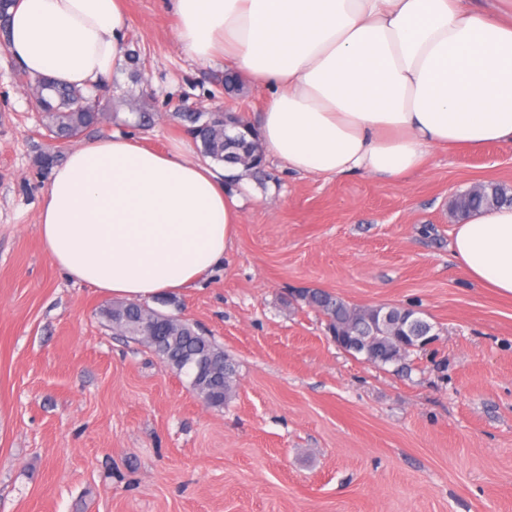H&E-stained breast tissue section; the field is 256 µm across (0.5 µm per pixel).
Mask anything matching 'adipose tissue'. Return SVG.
<instances>
[{"label": "adipose tissue", "instance_id": "ef3b65f1", "mask_svg": "<svg viewBox=\"0 0 512 512\" xmlns=\"http://www.w3.org/2000/svg\"><path fill=\"white\" fill-rule=\"evenodd\" d=\"M187 55L223 57L268 89L259 134L289 170L403 180L435 148L512 143V17L460 0H172ZM119 0H19L7 50L22 69L89 89L127 58ZM185 142L115 132L49 178L39 235L51 263L106 296L182 291L224 260L241 201ZM471 279L512 295V206L456 224Z\"/></svg>", "mask_w": 512, "mask_h": 512}]
</instances>
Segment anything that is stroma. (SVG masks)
Wrapping results in <instances>:
<instances>
[{
    "label": "stroma",
    "mask_w": 512,
    "mask_h": 512,
    "mask_svg": "<svg viewBox=\"0 0 512 512\" xmlns=\"http://www.w3.org/2000/svg\"><path fill=\"white\" fill-rule=\"evenodd\" d=\"M139 56L99 92L115 131L157 150L183 112L255 122L267 90L224 91L223 60L183 53L170 0H122ZM0 47V512H512V296L473 282L449 244L456 194L512 187V143L435 149L407 180L311 177L267 157L230 187L232 248L166 312L236 370L228 404L112 333L108 297L44 254L51 167L42 114ZM149 112L151 125H133ZM411 307L435 340L379 366L336 346L299 297Z\"/></svg>",
    "instance_id": "stroma-1"
}]
</instances>
